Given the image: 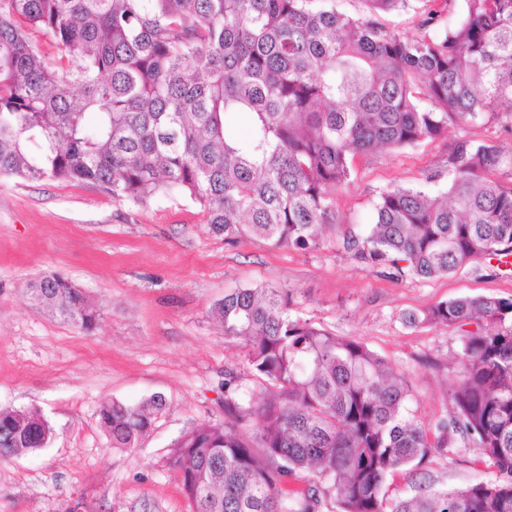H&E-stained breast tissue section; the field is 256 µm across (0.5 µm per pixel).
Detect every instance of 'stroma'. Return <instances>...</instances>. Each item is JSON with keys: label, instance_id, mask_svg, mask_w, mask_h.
Returning <instances> with one entry per match:
<instances>
[{"label": "stroma", "instance_id": "stroma-1", "mask_svg": "<svg viewBox=\"0 0 512 512\" xmlns=\"http://www.w3.org/2000/svg\"><path fill=\"white\" fill-rule=\"evenodd\" d=\"M461 138L508 143L512 134L497 122L452 125L439 138L356 157L351 186L334 199L338 222L312 251L224 241L179 194L141 205L84 183L0 177V408L38 410L53 428L47 447L0 461V512H188L172 441L223 419L225 372L243 376L253 399L265 392L241 343L211 315L233 288L287 292L291 317L365 343L403 375L425 427L449 416L461 337L443 325L406 326L400 315L457 296L512 297V275L477 263L429 280L392 276L353 259L343 239L371 224L384 189L446 190L448 149ZM53 273L95 305L93 331L29 301L27 284ZM157 393L166 406L151 430L136 447H112L100 405ZM476 458L461 442L427 469L447 487L489 480Z\"/></svg>", "mask_w": 512, "mask_h": 512}]
</instances>
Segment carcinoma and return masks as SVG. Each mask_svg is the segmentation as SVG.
Here are the masks:
<instances>
[{
	"mask_svg": "<svg viewBox=\"0 0 512 512\" xmlns=\"http://www.w3.org/2000/svg\"><path fill=\"white\" fill-rule=\"evenodd\" d=\"M320 0H0V175L95 185L146 204L178 192L210 231L314 249L337 223L353 160L458 126L512 119V0H462L458 20L403 36L373 16L407 0H363L353 17ZM59 51L48 62L33 35ZM96 116L94 124L87 114ZM241 122L246 133L234 132ZM512 146L460 139L448 190L394 186L375 220L344 238L356 260L420 279L512 255ZM29 299L89 332L98 311L60 275ZM246 349L224 379V420L171 444L189 512H512V298L461 296L402 313L461 333L454 413L430 430L409 386L364 343L288 315L275 288H235L213 305ZM165 407L102 403L112 447L133 448ZM44 424L0 409V459L43 448ZM468 440L490 481L438 487L425 465ZM403 472L414 493L388 479ZM300 474L313 486L288 488Z\"/></svg>",
	"mask_w": 512,
	"mask_h": 512,
	"instance_id": "carcinoma-1",
	"label": "carcinoma"
}]
</instances>
